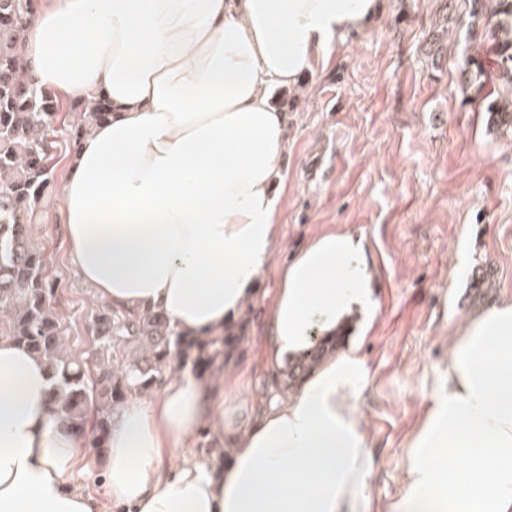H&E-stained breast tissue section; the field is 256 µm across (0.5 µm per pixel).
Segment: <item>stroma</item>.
I'll return each instance as SVG.
<instances>
[{
  "instance_id": "stroma-1",
  "label": "stroma",
  "mask_w": 512,
  "mask_h": 512,
  "mask_svg": "<svg viewBox=\"0 0 512 512\" xmlns=\"http://www.w3.org/2000/svg\"><path fill=\"white\" fill-rule=\"evenodd\" d=\"M366 28L336 37L299 90L273 91L288 114L279 167L291 248L350 229L371 245L379 310L363 343L370 369L360 412L375 468L367 512L404 487V465L431 393L448 368L459 323L512 297V134L490 129L484 97L497 89L483 26L468 28L471 0H383ZM481 66L469 82L465 60ZM60 208L32 234L57 284L69 351L92 356L89 317L102 305L75 274ZM250 364L224 419L247 420L269 374L261 308L242 327Z\"/></svg>"
}]
</instances>
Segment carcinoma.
<instances>
[{
  "instance_id": "obj_1",
  "label": "carcinoma",
  "mask_w": 512,
  "mask_h": 512,
  "mask_svg": "<svg viewBox=\"0 0 512 512\" xmlns=\"http://www.w3.org/2000/svg\"><path fill=\"white\" fill-rule=\"evenodd\" d=\"M473 18L483 21L506 93L485 101L493 127L512 132V0H472ZM25 0H0V314L4 335L41 357L53 381V402L70 430L100 454L107 452L112 412L132 395L157 389L179 360L197 352L205 366L237 348L242 337L227 334L203 342L174 337L160 313L132 316L106 305L92 316L101 350L95 384L64 347L63 318L54 306L55 288L43 274L42 252L32 226L51 202L48 159L59 99L24 73ZM111 103L96 93L81 104L72 140L85 124L108 120ZM338 343L320 344L304 361L288 367V389Z\"/></svg>"
}]
</instances>
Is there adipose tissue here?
Returning a JSON list of instances; mask_svg holds the SVG:
<instances>
[{
  "mask_svg": "<svg viewBox=\"0 0 512 512\" xmlns=\"http://www.w3.org/2000/svg\"><path fill=\"white\" fill-rule=\"evenodd\" d=\"M26 66L69 103L101 91L112 116L87 128L62 187L76 272L116 311L149 310L206 340L265 308L270 373L306 357L357 312L375 317L364 236L313 237L282 265L287 116L296 85L334 38L366 27L380 0H33ZM361 341L272 389L246 427L224 424L223 391L176 371L158 396L114 414L106 458L114 512H364L374 460L358 415ZM45 363L0 337V512H100L70 480L81 441L61 423ZM232 448L192 457L197 426ZM388 512H512V299L458 330L448 376L413 441Z\"/></svg>",
  "mask_w": 512,
  "mask_h": 512,
  "instance_id": "1",
  "label": "adipose tissue"
}]
</instances>
